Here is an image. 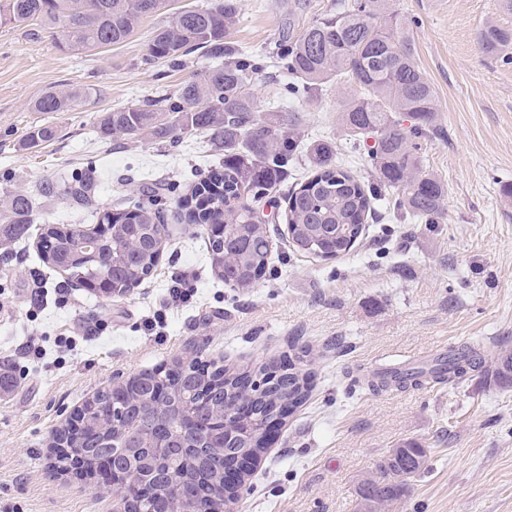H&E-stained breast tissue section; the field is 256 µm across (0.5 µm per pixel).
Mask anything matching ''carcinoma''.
I'll use <instances>...</instances> for the list:
<instances>
[{"label": "carcinoma", "mask_w": 512, "mask_h": 512, "mask_svg": "<svg viewBox=\"0 0 512 512\" xmlns=\"http://www.w3.org/2000/svg\"><path fill=\"white\" fill-rule=\"evenodd\" d=\"M163 0H3L9 22H37L60 28L62 46L70 50L123 43L142 20L157 12ZM239 15V0H214L172 14L156 27L146 43L147 57L173 64L200 50L211 64L194 71L171 94L146 98L107 112L98 120L105 136L168 140L175 144L191 132L206 133L224 151V168L202 179L182 201L193 224H222L208 238L207 255L215 275L232 288H251L264 275L271 246L267 225L250 202H260L283 182L288 163L306 157L310 175L286 197L288 238L299 252L322 260L349 254L363 235L368 215L387 196L393 208L418 224L443 218L448 184L424 168L418 140L441 133L433 87L415 58L412 21L393 9L391 0H342L336 11L288 38L277 53L280 69L292 78L297 95L313 98L332 84H349L345 106L336 117L353 141L374 140L366 164L374 174L366 183L337 162L336 145L328 140L305 142L297 113L261 109L252 88L265 69L259 55L227 41ZM481 49L512 62V30L486 24L478 33ZM86 95L83 88L64 85L39 97L35 112H69ZM407 115L405 127L396 119ZM47 193L65 196L78 205L92 201L91 179L76 176ZM164 194L146 186L132 205L104 212L98 227L86 231L47 228L38 249L44 263L68 273V281L91 288L101 282L126 289L150 278L169 237L162 208ZM34 201L24 190L0 196V221L9 225L4 239L28 235ZM267 367L235 370L210 366L212 386L203 390L198 362L155 368L128 382V399L112 411V388L98 390L82 405L83 429L69 438L86 471L112 456L102 447L107 437L127 445L152 442L147 423L158 437L209 422L212 447L190 466L172 459L167 467L168 490L144 498L132 490L131 512H224L237 491L224 494L223 422L235 433L230 451L262 452L264 425L296 409L308 396L310 369L288 361L278 382L261 390L252 380ZM480 372L501 388L512 387V350L502 344L495 358L481 342H464L448 350L440 363L426 368L384 372L381 385L422 387L429 382H460ZM431 450L414 440L402 442L362 478L358 504L369 512H400L412 481L429 467Z\"/></svg>", "instance_id": "obj_1"}]
</instances>
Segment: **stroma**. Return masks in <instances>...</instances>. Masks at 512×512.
Returning <instances> with one entry per match:
<instances>
[{"label":"stroma","mask_w":512,"mask_h":512,"mask_svg":"<svg viewBox=\"0 0 512 512\" xmlns=\"http://www.w3.org/2000/svg\"><path fill=\"white\" fill-rule=\"evenodd\" d=\"M205 0H164L125 42L69 51L50 29L0 23V191L35 193L29 235L0 251V359L15 367L0 391V512H112V496L89 479L50 474L54 433L97 390L189 356L234 368L310 361L311 397L287 417L271 448L246 477L231 512H355L359 480L399 443L431 448L404 512H512V388L473 376L460 384L368 390L356 378L417 365L467 340L512 344V63L485 55L477 34L488 22L512 29L500 0H394L414 23L416 60L431 83L442 133L420 140L425 168L448 185L439 224H414L378 208L349 255L321 260L288 242L284 218L268 203L271 260L248 289L225 286L207 259L206 230L185 223L168 195L170 235L154 274L121 297L66 283L39 259L42 229L97 223L144 181L187 187L223 154L199 133L178 145L100 134L106 111L171 93L206 60L175 67L146 57L150 32L175 8ZM337 0H240L230 30L235 47L275 56L290 36L334 9ZM65 84L87 88L73 111L32 105ZM345 101L328 89L316 101L279 99L303 115L305 139L336 143L338 158L370 177L364 146L341 134ZM56 137L33 144L36 128ZM85 171L93 205L39 194L40 185ZM192 284L188 302L170 291ZM108 328L94 335L99 322ZM73 338L58 347L60 334ZM44 350L30 361L29 341Z\"/></svg>","instance_id":"1"}]
</instances>
